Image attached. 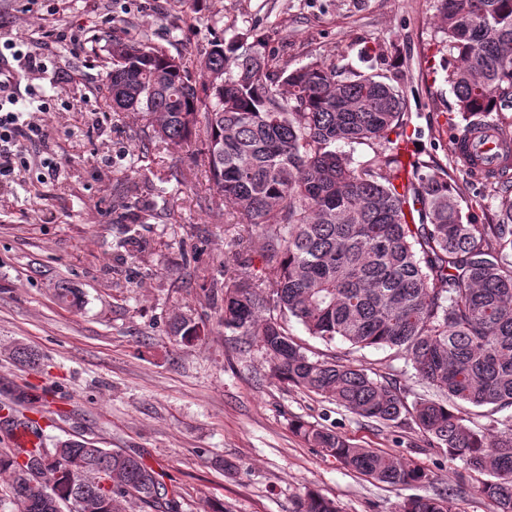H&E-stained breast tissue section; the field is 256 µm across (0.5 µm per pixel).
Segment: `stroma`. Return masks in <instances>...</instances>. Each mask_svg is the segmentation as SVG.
Wrapping results in <instances>:
<instances>
[{
    "label": "stroma",
    "instance_id": "obj_1",
    "mask_svg": "<svg viewBox=\"0 0 512 512\" xmlns=\"http://www.w3.org/2000/svg\"><path fill=\"white\" fill-rule=\"evenodd\" d=\"M1 24L26 40L46 25L79 29L83 44L44 52L47 73L34 83L57 97L30 119L47 131L58 174L33 166L0 184V403L29 391L16 408L28 416L53 399L64 416L44 428L47 442L84 439L141 457L176 490L179 512H289L309 489L341 512H396L452 486L458 512H494L473 481L458 482L463 461L415 424L369 421L288 385L260 346L225 328L224 274L265 279L261 239L208 210L216 191L197 164L199 143L143 149L144 117L115 114L102 98L116 37L191 64L218 33L294 69L318 58L378 73L403 93L408 141L461 187L474 223L487 224L500 199L452 150L436 0H0ZM62 288L79 306L58 301ZM176 314L206 336L175 344ZM288 334L312 359L395 379L407 404L438 396L391 351L328 345L293 319ZM19 346L36 363L16 361ZM298 419L411 459L431 480L392 487L361 475L311 447L293 429Z\"/></svg>",
    "mask_w": 512,
    "mask_h": 512
}]
</instances>
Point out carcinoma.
Returning a JSON list of instances; mask_svg holds the SVG:
<instances>
[{
    "instance_id": "cac0c4a2",
    "label": "carcinoma",
    "mask_w": 512,
    "mask_h": 512,
    "mask_svg": "<svg viewBox=\"0 0 512 512\" xmlns=\"http://www.w3.org/2000/svg\"><path fill=\"white\" fill-rule=\"evenodd\" d=\"M440 44L455 124L464 140L484 121L512 138V0H437ZM103 86L114 112L148 116L144 145L179 147L203 138V164L217 206L263 241L268 273L224 280V326L252 336L274 374L381 424L405 418L460 459L477 492L512 512V426L496 434L466 423L458 407L512 408V202L494 224L465 221L448 172H423L414 153H377L365 164L336 143L390 145L406 135L405 100L376 74L323 61L288 69L244 43L216 35L197 68L160 46L112 41ZM418 213L420 223L410 214ZM294 318L330 344L389 348L448 396L409 407L391 378L361 365L313 360L292 341ZM169 336L190 344L194 319L176 314ZM37 438L0 450L4 492L19 512H177V493L141 458L88 441L47 447L35 421L14 424ZM295 431L341 464L389 485L431 475L413 461L368 448L304 421ZM290 512H339L307 490ZM398 512H457L454 489L414 496Z\"/></svg>"
}]
</instances>
